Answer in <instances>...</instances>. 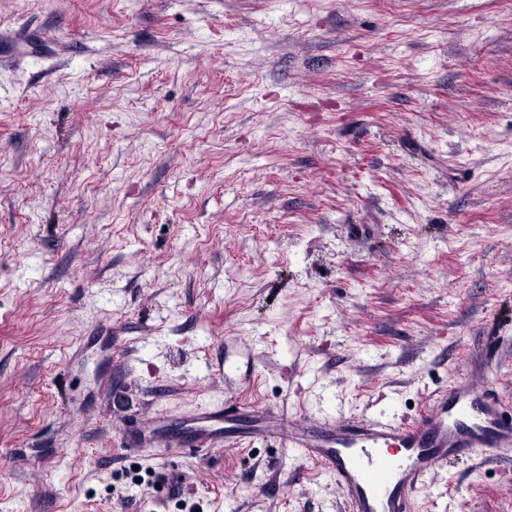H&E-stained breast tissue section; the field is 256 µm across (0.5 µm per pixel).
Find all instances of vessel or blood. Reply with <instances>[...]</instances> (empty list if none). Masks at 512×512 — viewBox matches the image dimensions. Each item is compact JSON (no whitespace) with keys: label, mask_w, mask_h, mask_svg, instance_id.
I'll return each mask as SVG.
<instances>
[{"label":"vessel or blood","mask_w":512,"mask_h":512,"mask_svg":"<svg viewBox=\"0 0 512 512\" xmlns=\"http://www.w3.org/2000/svg\"><path fill=\"white\" fill-rule=\"evenodd\" d=\"M241 410L203 411L193 430L196 449L220 447L234 434ZM250 432L271 435L281 447L324 467L336 480L348 512H411V495L464 448L497 455L512 444V421L498 414L488 392L453 384L440 392L430 412L413 421L334 419L314 423L259 412Z\"/></svg>","instance_id":"obj_1"}]
</instances>
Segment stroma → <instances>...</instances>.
<instances>
[{
	"label": "stroma",
	"instance_id": "35a3bbf8",
	"mask_svg": "<svg viewBox=\"0 0 512 512\" xmlns=\"http://www.w3.org/2000/svg\"><path fill=\"white\" fill-rule=\"evenodd\" d=\"M453 379L512 417L504 0H0V512H345L271 438L153 434ZM412 512H512V446ZM245 410V407L238 406H225L213 411H202L195 418L194 423L211 422L218 424L224 421V436H219L218 429H212V426H197L193 429L194 435V446L197 450L207 448H218L221 445V441L224 437H235L233 435L237 432L239 426L234 423L236 419L234 417L241 416V410ZM228 424V426H226Z\"/></svg>",
	"mask_w": 512,
	"mask_h": 512
}]
</instances>
